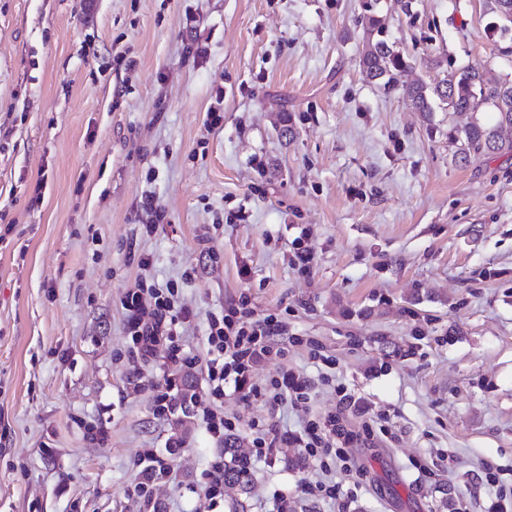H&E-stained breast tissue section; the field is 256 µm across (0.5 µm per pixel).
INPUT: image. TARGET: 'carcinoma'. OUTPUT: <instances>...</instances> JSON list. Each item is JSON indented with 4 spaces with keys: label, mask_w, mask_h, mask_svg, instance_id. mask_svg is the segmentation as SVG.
<instances>
[{
    "label": "carcinoma",
    "mask_w": 512,
    "mask_h": 512,
    "mask_svg": "<svg viewBox=\"0 0 512 512\" xmlns=\"http://www.w3.org/2000/svg\"><path fill=\"white\" fill-rule=\"evenodd\" d=\"M493 13L492 37L504 40L512 31V0H493ZM357 26L362 31L363 42L359 65L381 89L400 92L418 112L429 114L440 109L468 116L464 126L448 130V143L455 146V155L465 161L472 156L512 153V79L497 73L491 66L481 70L452 68L446 56L434 59V67L439 69L436 80L412 78L410 56L387 38L385 27L372 7H367ZM486 109L495 112V122L482 120L480 114ZM195 400V375L185 368L170 407L174 442L179 445L191 423L190 405ZM280 452L288 468L305 467L302 449L288 447ZM224 456L230 458V464L224 466V484L237 485L241 494H247L239 468L244 458L239 437L233 434L224 438Z\"/></svg>",
    "instance_id": "cac0c4a2"
}]
</instances>
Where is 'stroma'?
I'll return each instance as SVG.
<instances>
[{"label": "stroma", "mask_w": 512, "mask_h": 512, "mask_svg": "<svg viewBox=\"0 0 512 512\" xmlns=\"http://www.w3.org/2000/svg\"><path fill=\"white\" fill-rule=\"evenodd\" d=\"M368 4L424 79L440 54L512 77L487 0H414L410 18L396 0H0V512H132L142 451L168 448L152 398L174 366L166 344L136 352L120 302L142 254L191 314L185 353L204 357L209 316L245 294L285 319L311 411L336 407L328 374L389 417L387 437L350 420L362 485L257 461L248 512L331 480L355 488L347 512H481L475 473L512 479V154L458 162V114L366 77ZM223 411L247 445L251 421L291 435L307 413ZM223 457L192 417L162 512H205Z\"/></svg>", "instance_id": "obj_1"}]
</instances>
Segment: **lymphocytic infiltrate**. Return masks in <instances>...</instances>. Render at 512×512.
<instances>
[{"instance_id": "lymphocytic-infiltrate-1", "label": "lymphocytic infiltrate", "mask_w": 512, "mask_h": 512, "mask_svg": "<svg viewBox=\"0 0 512 512\" xmlns=\"http://www.w3.org/2000/svg\"><path fill=\"white\" fill-rule=\"evenodd\" d=\"M121 304L138 351L151 352L163 341L174 364L184 368L203 366L208 392L198 411L207 432L214 438H224L236 429L235 423L225 419L220 411L224 398L236 396L247 403L261 401L273 407L285 400L301 407L308 405L314 382L304 374L283 366L273 382L261 384L255 380L254 367L259 361L286 359L288 350L275 343L276 337L284 332V322L271 314L255 315L248 298H240L237 306L209 317L206 354L201 359L185 355L178 344L189 313L180 305L173 288L139 281L126 288ZM336 391L339 399L335 411L307 421L299 435L280 433L270 421L254 423L256 437L250 458L268 461L275 449L293 446L305 449L319 468L331 463L345 474L359 472L353 450L360 437L348 430L345 423L360 407L347 388L340 385ZM144 460L145 465L128 489L127 497L140 512H150L154 483L171 476L172 470L168 458L156 450L146 451ZM301 496L333 503L339 512L346 508V492L339 483L331 481L314 486L301 484L292 494L275 492L272 512H297V499Z\"/></svg>"}]
</instances>
